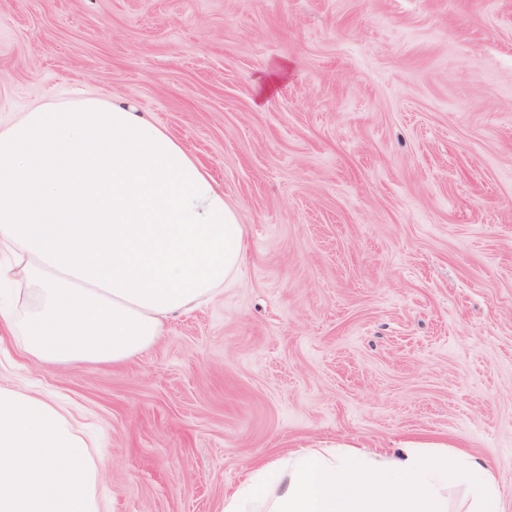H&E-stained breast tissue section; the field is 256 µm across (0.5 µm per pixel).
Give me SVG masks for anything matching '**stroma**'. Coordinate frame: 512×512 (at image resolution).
<instances>
[{"label":"stroma","mask_w":512,"mask_h":512,"mask_svg":"<svg viewBox=\"0 0 512 512\" xmlns=\"http://www.w3.org/2000/svg\"><path fill=\"white\" fill-rule=\"evenodd\" d=\"M180 139L247 260L127 364L0 382L96 439L110 512H222L255 466L409 441L512 512V0H0V123L82 96Z\"/></svg>","instance_id":"1"}]
</instances>
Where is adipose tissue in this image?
<instances>
[{"label":"adipose tissue","mask_w":512,"mask_h":512,"mask_svg":"<svg viewBox=\"0 0 512 512\" xmlns=\"http://www.w3.org/2000/svg\"><path fill=\"white\" fill-rule=\"evenodd\" d=\"M245 227L181 141L136 109L49 103L0 126V324L38 365L122 364L168 315L234 281ZM58 403L0 385V512H107L101 471ZM504 512L478 455L303 449L260 465L223 512Z\"/></svg>","instance_id":"ef3b65f1"}]
</instances>
